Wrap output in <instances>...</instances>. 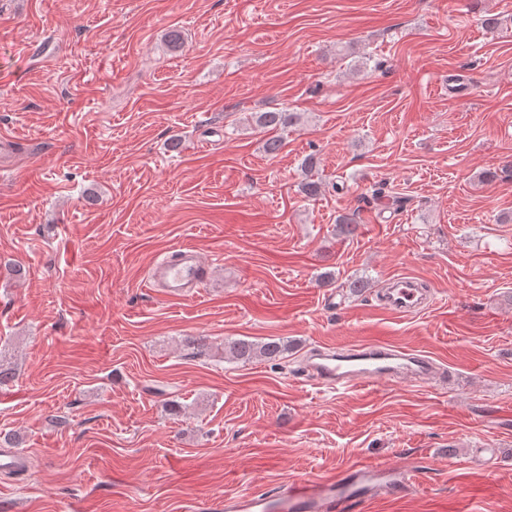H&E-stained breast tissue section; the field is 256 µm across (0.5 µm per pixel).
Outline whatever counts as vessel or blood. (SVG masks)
Wrapping results in <instances>:
<instances>
[{"mask_svg":"<svg viewBox=\"0 0 512 512\" xmlns=\"http://www.w3.org/2000/svg\"><path fill=\"white\" fill-rule=\"evenodd\" d=\"M211 273L209 263L192 246L179 245L151 265L147 283L171 299L196 295ZM424 293L416 278L392 280L382 306L394 314L420 307ZM306 381L336 389L369 388L382 380L419 383L436 379L429 358L402 348L362 343L342 350L316 347L302 370ZM410 467L356 463L331 477H310L224 498V512H362L379 494L410 485Z\"/></svg>","mask_w":512,"mask_h":512,"instance_id":"vessel-or-blood-1","label":"vessel or blood"}]
</instances>
